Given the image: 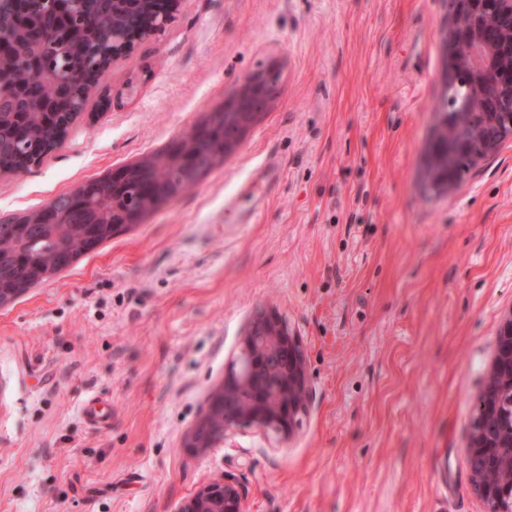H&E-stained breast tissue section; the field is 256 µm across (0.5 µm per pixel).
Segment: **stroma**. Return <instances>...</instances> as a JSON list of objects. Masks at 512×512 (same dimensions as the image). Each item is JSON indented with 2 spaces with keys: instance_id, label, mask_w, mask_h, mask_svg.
I'll list each match as a JSON object with an SVG mask.
<instances>
[{
  "instance_id": "1",
  "label": "stroma",
  "mask_w": 512,
  "mask_h": 512,
  "mask_svg": "<svg viewBox=\"0 0 512 512\" xmlns=\"http://www.w3.org/2000/svg\"><path fill=\"white\" fill-rule=\"evenodd\" d=\"M445 17L443 0H181L113 62L64 147L0 175V217L33 211L282 62L237 154L0 308V512H174L227 471L249 512H486L467 448L512 308V140L448 195L426 188ZM269 303L308 353L296 436L193 454Z\"/></svg>"
}]
</instances>
